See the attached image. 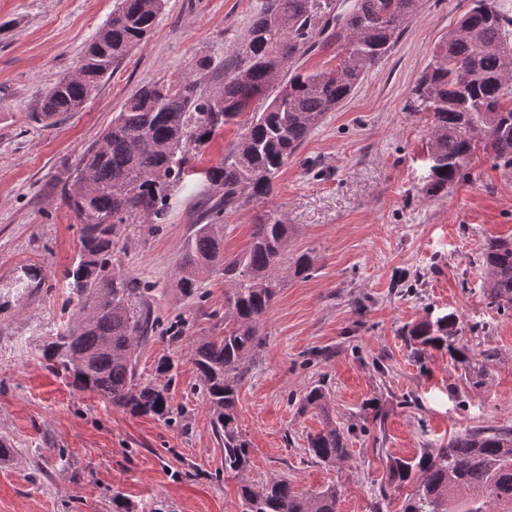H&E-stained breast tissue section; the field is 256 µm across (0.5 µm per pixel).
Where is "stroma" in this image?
I'll return each mask as SVG.
<instances>
[{
    "label": "stroma",
    "instance_id": "stroma-1",
    "mask_svg": "<svg viewBox=\"0 0 512 512\" xmlns=\"http://www.w3.org/2000/svg\"><path fill=\"white\" fill-rule=\"evenodd\" d=\"M116 0H0V288L20 267L44 281L0 308V512H239L240 477L225 473L196 374L186 357L196 336H215L224 281L205 298L181 294L175 264L201 219L205 184L176 194L166 221L119 225L109 264L154 283L151 312L180 321L181 341L149 338L137 371L156 376L176 361L172 422L133 415L52 372L41 346L77 305L64 272L79 250L80 223L61 196L83 154L140 87L223 56L261 0H167L147 37L101 83L82 111L49 125L35 106L73 70ZM471 0H418L391 51L328 113L280 171L268 198L224 213V253L248 242L257 215L275 206L291 227L288 256L310 253L309 276H288L265 317V346L243 377L238 423L249 441L245 477L284 476L294 491H341L337 512H370L386 457L435 448L473 426L512 428V312L489 307L480 256L512 236V172L495 165L480 130L464 179L425 189L431 118L412 93L437 46ZM455 313L456 341L485 353L486 389L465 386L447 353L414 358L402 328ZM384 370H376L375 360ZM324 385L338 423L351 427L349 457L328 466L308 454L322 427L300 412L307 387ZM414 405H404L406 397ZM382 422H374V411Z\"/></svg>",
    "mask_w": 512,
    "mask_h": 512
}]
</instances>
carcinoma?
<instances>
[{
	"label": "carcinoma",
	"instance_id": "obj_1",
	"mask_svg": "<svg viewBox=\"0 0 512 512\" xmlns=\"http://www.w3.org/2000/svg\"><path fill=\"white\" fill-rule=\"evenodd\" d=\"M486 0H473L434 51L414 89L417 107L430 113L427 193L436 195L464 176L472 150L470 131L481 128L493 160L512 171V75L497 45L512 38V19L501 9L487 16ZM165 0H117L112 13L66 75L42 93L37 114L51 121L79 112L119 63L154 27ZM416 0H262L243 37L217 60L205 55L199 71L145 85L112 118L101 143L81 160L86 183L63 195L80 221V249L64 276L78 306L63 332L43 346L52 368L135 415L168 420L174 364L162 359L156 372L166 381H141L138 347L156 332L146 295L150 286L107 270L115 228L138 216L165 221L170 201L197 180L210 188L207 222L195 226L176 262V286L203 298L204 275L224 277V332L190 341L187 357L212 426L224 441V472L243 477L240 512H337L340 490L329 485L308 496L288 478H245L249 449L239 431L237 399L246 364L263 346L260 326L274 299L286 260L288 225L275 207L256 218L246 246L224 256V211L266 198L272 180L288 164L326 114L335 111L384 58L412 15ZM329 41L349 51L339 77L303 70L300 58ZM224 72L218 99L210 97L202 72ZM229 124L239 132L224 159L197 168L201 149ZM489 305L512 310V238H495L481 254ZM304 253L289 270H312ZM41 270L26 265L13 289L26 295L41 286ZM457 317L428 318L404 332L414 355L445 350L463 370L468 388L488 384L483 360L455 345ZM300 408L315 411L322 429L308 436V451L330 465L348 456L349 430L336 423L325 389L305 390ZM387 483L414 486L400 512H512V429H465L440 448L387 458Z\"/></svg>",
	"mask_w": 512,
	"mask_h": 512
}]
</instances>
